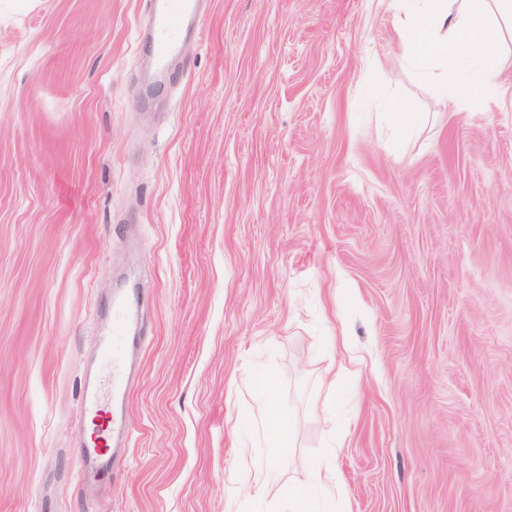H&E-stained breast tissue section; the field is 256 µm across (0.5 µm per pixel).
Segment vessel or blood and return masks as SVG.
Here are the masks:
<instances>
[{
  "label": "vessel or blood",
  "instance_id": "obj_1",
  "mask_svg": "<svg viewBox=\"0 0 512 512\" xmlns=\"http://www.w3.org/2000/svg\"><path fill=\"white\" fill-rule=\"evenodd\" d=\"M150 23V41L154 47L153 66L165 73L169 61L179 54L189 29L196 20L194 0H146ZM112 327L100 332L97 346L105 362L111 364L112 375L106 386H87L82 392L84 414L101 420L100 434L92 438L84 454L89 480L114 464V437L128 433L123 411L131 385L129 362L130 329L139 319V310L126 296L113 297L110 303Z\"/></svg>",
  "mask_w": 512,
  "mask_h": 512
}]
</instances>
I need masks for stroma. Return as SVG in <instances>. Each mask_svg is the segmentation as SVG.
Masks as SVG:
<instances>
[{"mask_svg":"<svg viewBox=\"0 0 512 512\" xmlns=\"http://www.w3.org/2000/svg\"><path fill=\"white\" fill-rule=\"evenodd\" d=\"M141 11L0 0V512H282L329 457L340 512H512V53L455 110L392 0H205L147 99ZM128 288L129 438L84 498L83 377ZM260 373L289 454L253 432ZM276 478L277 472L273 467H254L248 470V494L255 499H262Z\"/></svg>","mask_w":512,"mask_h":512,"instance_id":"obj_1","label":"stroma"}]
</instances>
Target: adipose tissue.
I'll return each mask as SVG.
<instances>
[{"instance_id": "1", "label": "adipose tissue", "mask_w": 512, "mask_h": 512, "mask_svg": "<svg viewBox=\"0 0 512 512\" xmlns=\"http://www.w3.org/2000/svg\"><path fill=\"white\" fill-rule=\"evenodd\" d=\"M394 23L406 60L419 78L466 106L478 94L499 93L502 64L512 46V0H394ZM327 488L333 503L342 482L328 465L312 467L304 486L289 489L288 512H312L311 493Z\"/></svg>"}]
</instances>
